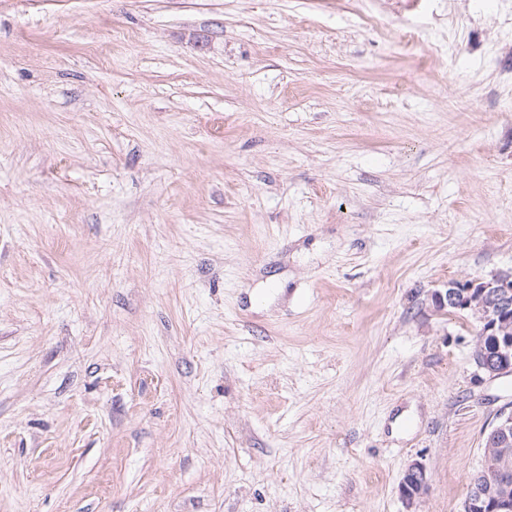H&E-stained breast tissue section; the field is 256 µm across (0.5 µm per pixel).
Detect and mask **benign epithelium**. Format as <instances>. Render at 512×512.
<instances>
[{
	"mask_svg": "<svg viewBox=\"0 0 512 512\" xmlns=\"http://www.w3.org/2000/svg\"><path fill=\"white\" fill-rule=\"evenodd\" d=\"M437 309L462 308L472 310L478 321V333L490 339L492 356L484 355L477 349L473 355L476 368L494 378L503 374H512V336L500 335L499 320L509 318L512 310V276L503 273L491 280L454 281L448 289L434 293ZM512 437V411H502L490 431L489 443H506ZM427 484L425 466L415 461L405 471L400 486L401 498L407 509H412L421 495L413 488V483ZM463 512H512V502L507 497L499 499L492 507L484 508L480 493L466 497Z\"/></svg>",
	"mask_w": 512,
	"mask_h": 512,
	"instance_id": "obj_1",
	"label": "benign epithelium"
}]
</instances>
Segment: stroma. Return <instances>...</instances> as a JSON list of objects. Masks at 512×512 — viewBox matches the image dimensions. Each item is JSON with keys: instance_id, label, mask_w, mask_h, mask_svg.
<instances>
[{"instance_id": "obj_1", "label": "stroma", "mask_w": 512, "mask_h": 512, "mask_svg": "<svg viewBox=\"0 0 512 512\" xmlns=\"http://www.w3.org/2000/svg\"><path fill=\"white\" fill-rule=\"evenodd\" d=\"M510 270L512 0H0V512H462ZM434 304L437 309L448 308V312L471 309L478 321V333L490 343L492 356L487 358L484 351L476 348L473 361L476 368L489 377L512 374V336H500L499 320L510 318L506 330L512 335V276L507 273L498 274L487 280L454 281L448 284L443 293H434ZM497 317V320H496ZM477 335V343L481 337ZM411 481L413 483L418 482L420 484L421 487L418 491L413 488ZM426 484L427 470L425 466L418 461L411 463L405 471V477L400 486L401 498L409 511H411L410 509L415 506V503L422 494L421 491Z\"/></svg>"}]
</instances>
